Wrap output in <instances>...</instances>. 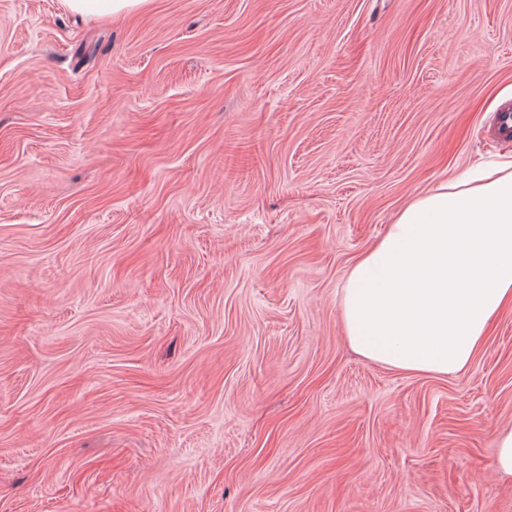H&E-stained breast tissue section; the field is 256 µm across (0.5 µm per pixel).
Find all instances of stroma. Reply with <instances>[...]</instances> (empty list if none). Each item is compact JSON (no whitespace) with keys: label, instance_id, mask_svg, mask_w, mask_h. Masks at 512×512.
Masks as SVG:
<instances>
[{"label":"stroma","instance_id":"stroma-1","mask_svg":"<svg viewBox=\"0 0 512 512\" xmlns=\"http://www.w3.org/2000/svg\"><path fill=\"white\" fill-rule=\"evenodd\" d=\"M508 107L512 0H0V512H512V308L444 376L338 306ZM153 0H62L65 9L91 18H119L146 9ZM494 467L499 473L512 474V430L501 433L495 440Z\"/></svg>","mask_w":512,"mask_h":512}]
</instances>
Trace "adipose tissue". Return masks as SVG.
Masks as SVG:
<instances>
[{
	"label": "adipose tissue",
	"mask_w": 512,
	"mask_h": 512,
	"mask_svg": "<svg viewBox=\"0 0 512 512\" xmlns=\"http://www.w3.org/2000/svg\"><path fill=\"white\" fill-rule=\"evenodd\" d=\"M152 0H62L115 19ZM344 335L364 358L405 372L465 370L492 319L512 308V154L409 202L352 264L340 301Z\"/></svg>",
	"instance_id": "adipose-tissue-1"
}]
</instances>
